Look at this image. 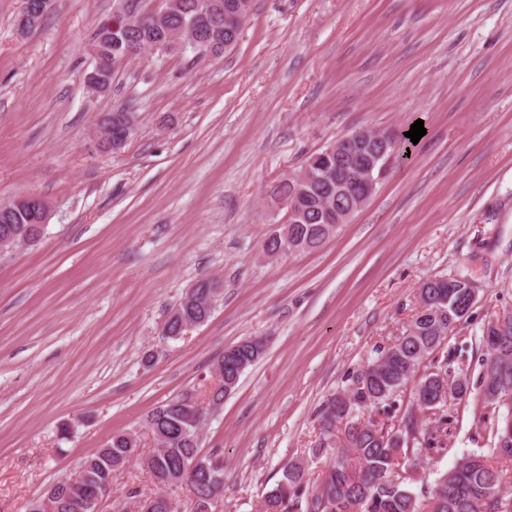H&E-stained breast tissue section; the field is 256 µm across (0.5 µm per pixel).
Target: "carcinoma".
Here are the masks:
<instances>
[{
	"mask_svg": "<svg viewBox=\"0 0 512 512\" xmlns=\"http://www.w3.org/2000/svg\"><path fill=\"white\" fill-rule=\"evenodd\" d=\"M144 0H114L112 15L97 27L92 53L105 63L109 78L119 64L131 61L130 55L147 43L161 56H220L240 38V16L233 8L236 0H169L161 16L141 9ZM133 108L109 112L101 126L112 133L124 131V115ZM309 155L303 166L311 170L308 179L282 178L270 191L273 203L294 198L305 191L307 205L294 224H283L263 251L269 257L313 251L334 236L340 225L324 222L325 205L349 207V200L333 198L331 171ZM35 224L31 211L12 208V202H0V237L19 240ZM471 279L460 274L436 276L419 288L420 309L391 346L377 352L353 377L351 387L338 399L331 394L319 414V436L311 455L332 454L333 462L315 483L307 478L306 466L295 462L283 470L282 477L263 496L262 512H512V488L506 486L494 460H512V437L504 439L512 406L492 400V390L512 394V334L503 337L502 349L485 348L484 374L477 401L481 430L489 432L493 447L468 454L433 483L411 490L416 478L400 469L398 458H425L448 451L443 434L448 429L447 401L433 406L434 420L419 422L413 410L418 397L433 390L431 378L439 377L447 385L452 400L468 395V386L458 380L448 382V358L429 361L428 372L418 374L424 357L443 348L454 324L461 319ZM220 282L214 277L198 280L192 298L181 301L169 312L161 327L164 341L176 340L186 328L205 323L211 316ZM265 344L260 338H248L237 346L236 357L219 356L214 363L215 386L199 392L188 389L156 407L147 416L146 425L157 448L144 458V464L159 485L158 492L147 496L133 488L127 498L138 512H167L163 494L168 482L188 485L194 498L190 512H214L215 501L224 490V469L200 455L201 437L197 428L203 414L202 404L219 406L232 392L229 385L234 366L248 369L258 361ZM410 391L403 414H397L396 401ZM383 411L390 422L368 416ZM342 441H337V433ZM139 455L137 436L115 431L80 464L78 478L52 484L37 500L40 512H91L85 496L112 485V473Z\"/></svg>",
	"mask_w": 512,
	"mask_h": 512,
	"instance_id": "obj_1",
	"label": "carcinoma"
}]
</instances>
